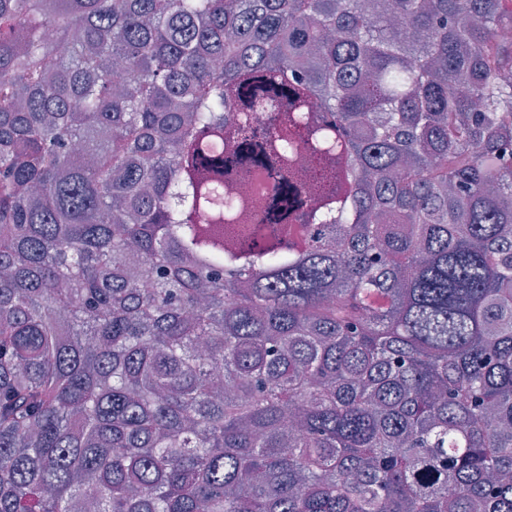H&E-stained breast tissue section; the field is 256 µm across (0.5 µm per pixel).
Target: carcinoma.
<instances>
[{
  "label": "carcinoma",
  "instance_id": "obj_1",
  "mask_svg": "<svg viewBox=\"0 0 512 512\" xmlns=\"http://www.w3.org/2000/svg\"><path fill=\"white\" fill-rule=\"evenodd\" d=\"M509 24L0 0V512H512Z\"/></svg>",
  "mask_w": 512,
  "mask_h": 512
}]
</instances>
